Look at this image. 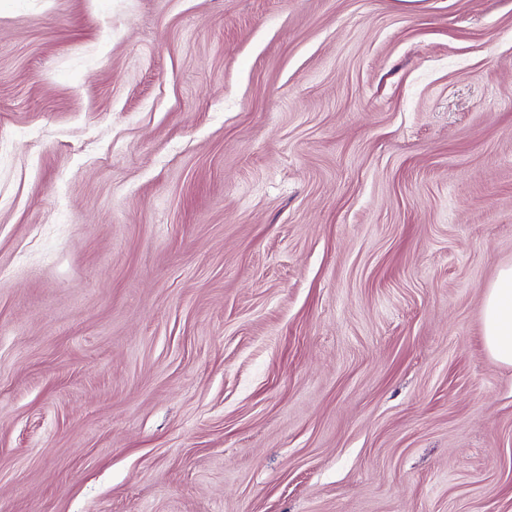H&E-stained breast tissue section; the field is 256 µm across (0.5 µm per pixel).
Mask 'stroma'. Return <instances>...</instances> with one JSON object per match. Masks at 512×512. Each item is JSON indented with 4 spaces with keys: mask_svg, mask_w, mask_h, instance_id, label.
I'll list each match as a JSON object with an SVG mask.
<instances>
[{
    "mask_svg": "<svg viewBox=\"0 0 512 512\" xmlns=\"http://www.w3.org/2000/svg\"><path fill=\"white\" fill-rule=\"evenodd\" d=\"M512 0H0V512H512ZM483 335L492 357L512 367V265L499 269L483 300Z\"/></svg>",
    "mask_w": 512,
    "mask_h": 512,
    "instance_id": "35a3bbf8",
    "label": "stroma"
}]
</instances>
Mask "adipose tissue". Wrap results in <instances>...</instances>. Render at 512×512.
I'll use <instances>...</instances> for the list:
<instances>
[{
  "label": "adipose tissue",
  "mask_w": 512,
  "mask_h": 512,
  "mask_svg": "<svg viewBox=\"0 0 512 512\" xmlns=\"http://www.w3.org/2000/svg\"><path fill=\"white\" fill-rule=\"evenodd\" d=\"M483 335L492 357L512 367V265L500 268L485 292Z\"/></svg>",
  "instance_id": "adipose-tissue-1"
}]
</instances>
